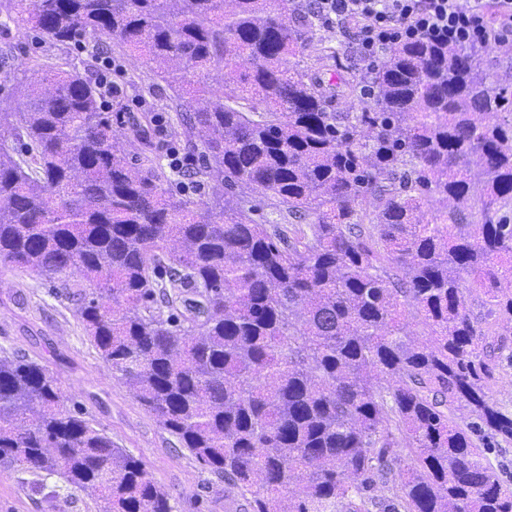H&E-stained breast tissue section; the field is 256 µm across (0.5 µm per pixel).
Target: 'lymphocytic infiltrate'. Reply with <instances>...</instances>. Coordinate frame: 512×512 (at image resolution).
<instances>
[{"instance_id": "obj_1", "label": "lymphocytic infiltrate", "mask_w": 512, "mask_h": 512, "mask_svg": "<svg viewBox=\"0 0 512 512\" xmlns=\"http://www.w3.org/2000/svg\"><path fill=\"white\" fill-rule=\"evenodd\" d=\"M316 12L327 28L357 21V52L368 68L402 42L512 45V0H317Z\"/></svg>"}]
</instances>
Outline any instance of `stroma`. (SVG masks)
Returning a JSON list of instances; mask_svg holds the SVG:
<instances>
[{
    "mask_svg": "<svg viewBox=\"0 0 512 512\" xmlns=\"http://www.w3.org/2000/svg\"><path fill=\"white\" fill-rule=\"evenodd\" d=\"M9 58L0 61V111L17 112L24 101L13 92L35 59L67 57L82 66L89 47L85 38L54 44L23 23L13 24ZM112 81L122 88L118 97L103 96L112 125L123 131L130 117L150 114L152 137L165 151L178 152L183 168L172 184L199 200L221 194L220 183L204 180L196 171L201 154L187 141L185 127L169 101L170 91L157 79V68L141 57L110 53ZM78 303L54 295L35 272L0 266V350L45 366L56 379L67 405L80 407L86 419L113 442L140 459L152 479L169 496L174 512H249L248 502L209 474L136 398L132 389L112 375V369L85 336ZM60 496L49 502L35 494L30 477L0 469V512H101L91 492L74 488L53 476Z\"/></svg>",
    "mask_w": 512,
    "mask_h": 512,
    "instance_id": "stroma-1",
    "label": "stroma"
}]
</instances>
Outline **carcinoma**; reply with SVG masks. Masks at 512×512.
Listing matches in <instances>:
<instances>
[{"label":"carcinoma","instance_id":"carcinoma-1","mask_svg":"<svg viewBox=\"0 0 512 512\" xmlns=\"http://www.w3.org/2000/svg\"><path fill=\"white\" fill-rule=\"evenodd\" d=\"M57 44L157 65L201 174L164 187L127 157L100 85L36 63L0 112V266L79 302L114 376L250 512H512L490 454L512 362V53L419 41L361 78L303 65L315 8L277 0H0ZM224 71V91L206 84ZM369 96L358 112L333 98ZM273 218H253L261 199ZM182 244L167 250L168 242ZM77 271L91 289L74 288ZM425 329L414 338L409 321ZM508 321L509 327L500 325ZM0 467L91 490L103 512H173L142 462L0 351Z\"/></svg>","mask_w":512,"mask_h":512}]
</instances>
